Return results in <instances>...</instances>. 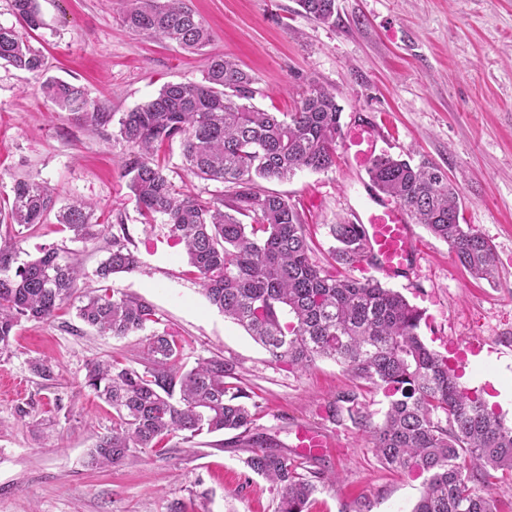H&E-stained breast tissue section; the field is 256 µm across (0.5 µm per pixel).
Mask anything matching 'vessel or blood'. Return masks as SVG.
I'll use <instances>...</instances> for the list:
<instances>
[{"label":"vessel or blood","mask_w":512,"mask_h":512,"mask_svg":"<svg viewBox=\"0 0 512 512\" xmlns=\"http://www.w3.org/2000/svg\"><path fill=\"white\" fill-rule=\"evenodd\" d=\"M382 140L379 124L351 125L342 141L349 166L357 170L368 168L373 159L383 154ZM355 222L363 230L376 257V269L390 278L411 272L418 259L420 244L403 206L384 196L371 194L364 208L356 213ZM294 446L302 455H321L330 448L331 441L320 431L301 427L295 432Z\"/></svg>","instance_id":"b4317fda"}]
</instances>
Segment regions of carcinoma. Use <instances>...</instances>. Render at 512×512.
<instances>
[{
	"label": "carcinoma",
	"mask_w": 512,
	"mask_h": 512,
	"mask_svg": "<svg viewBox=\"0 0 512 512\" xmlns=\"http://www.w3.org/2000/svg\"><path fill=\"white\" fill-rule=\"evenodd\" d=\"M121 22L135 33L159 36L191 51L210 41L208 26L185 0H122ZM303 12L326 23L336 0H297ZM22 29L0 26V61L40 75L44 59L27 39L41 25L38 0H11ZM256 79L222 55L208 59L202 83H167L145 104L119 119V134L137 157L127 169L145 223L167 218L169 238L184 245L191 273L208 302L242 326L278 363L298 370L330 359L353 379L384 390L388 409L373 424L344 391L329 407L345 411L369 433L389 469L425 476L424 492L412 512H501L482 493L494 481H512V423L463 389L448 358L428 348L419 329L422 313L399 292L373 277L348 271L364 264L368 243L356 224H334L335 264L310 257L301 214L285 196L263 192L256 180L290 179L301 170L321 171L336 163L341 108L336 96L313 83L293 112L256 109ZM55 105L95 127L112 113L88 102L84 89L60 79L41 83ZM178 138L191 174L224 185L225 192L202 200L180 194L152 158L154 144ZM371 186L409 211L446 242L474 278L496 271L493 245L460 223L459 192L436 163L382 154L367 168ZM0 220L29 229L43 223L56 202L44 181L19 180ZM57 222L73 242L103 239L110 225L92 222V206L74 201ZM16 244L0 245V356L11 351L21 319L47 322L69 304L82 268L69 252L48 249L18 262ZM140 267L128 236H112V247L96 269L106 280ZM78 318L100 336L145 333L137 365L118 359L95 361L84 379L112 407V431L99 436L91 463L116 467L137 450L160 455L178 437L242 431L248 436L247 467L277 491L276 512H308L323 472L274 450L267 438L250 434L258 403L242 385L236 365L220 356L199 358L186 368L183 345L153 326L158 312L149 301L103 288L77 307Z\"/></svg>",
	"instance_id": "carcinoma-1"
}]
</instances>
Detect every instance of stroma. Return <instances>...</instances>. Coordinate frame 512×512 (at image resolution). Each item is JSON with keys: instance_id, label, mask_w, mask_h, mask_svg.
I'll return each instance as SVG.
<instances>
[{"instance_id": "stroma-1", "label": "stroma", "mask_w": 512, "mask_h": 512, "mask_svg": "<svg viewBox=\"0 0 512 512\" xmlns=\"http://www.w3.org/2000/svg\"><path fill=\"white\" fill-rule=\"evenodd\" d=\"M42 25L32 47L45 57L41 76L0 64V199L15 180L35 178L56 192L58 205L80 198L94 219L127 234L142 266L101 282L95 271L105 240L70 241L55 214L27 230L0 224V240L19 242L21 260L49 247L77 253L79 286L151 302L160 326L184 345V362L213 355L235 362L258 403L257 432L296 457L292 430L328 432L333 453L310 456L308 469L332 472L309 512H411L423 491L416 474L390 471L369 446L364 427L330 416L338 393L356 391L364 413L380 422L382 390L360 387L334 361L299 371L273 362L239 325L224 318L190 274L181 247L167 239L164 219L146 226L124 171L135 153L117 124L94 128L60 110L40 92L42 79L82 86L91 102L122 113L167 83L200 82L207 59L224 54L256 79L254 105L289 112L308 84L325 87L342 108V125H383L384 149L441 166L461 197V221L494 246L497 277L472 278L446 242L416 225L423 251L409 277L385 280L424 313L420 334L462 370V383L485 389L512 420V0H336L330 22L302 13L297 0H191L212 40L200 52L123 27L120 0H39ZM158 159L183 193L210 198L221 183L184 167L182 144L162 145ZM366 172L344 157L329 169L297 172L264 188L288 196L306 224L312 258L331 263V225L364 203ZM142 334L97 335L66 306L47 322L21 321L10 356L0 358V512H275V488L252 473L248 449L230 434L175 439L168 454L136 453L119 467H92L88 452L110 431L112 409L83 386L94 360L138 358ZM479 340L484 351L470 352ZM55 361V380L33 375L28 362Z\"/></svg>"}]
</instances>
